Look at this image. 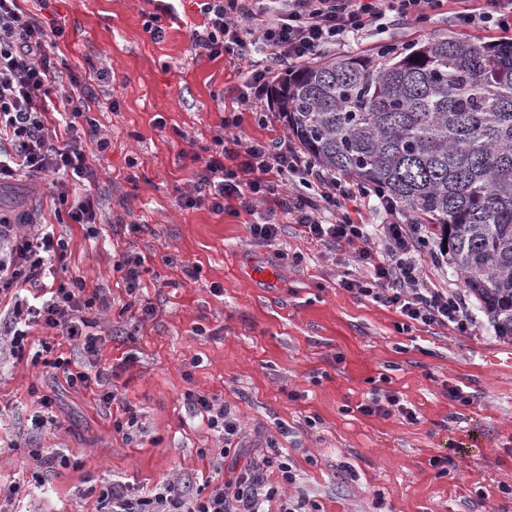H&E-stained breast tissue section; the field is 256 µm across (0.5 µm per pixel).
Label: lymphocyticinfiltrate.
<instances>
[{
	"instance_id": "f902f5d3",
	"label": "lymphocytic infiltrate",
	"mask_w": 512,
	"mask_h": 512,
	"mask_svg": "<svg viewBox=\"0 0 512 512\" xmlns=\"http://www.w3.org/2000/svg\"><path fill=\"white\" fill-rule=\"evenodd\" d=\"M445 0H202L204 30L193 31L196 55L216 58L226 53L262 56V65L248 73L249 92L244 102L258 106L270 94L269 60L295 68L310 62L325 48L379 26L388 13L427 22ZM461 27H478L495 34H512V0H456ZM265 13L261 28H254L258 13ZM63 31L44 25L27 14L19 0H0V185L16 180L49 179L55 216L61 224H92L97 217L92 195L70 199L69 183L93 181L92 152H104L107 140L92 115V78L70 74L65 96L68 106L67 141H60L48 114L56 90L53 79L62 58L50 50ZM234 158L236 167L225 166ZM372 189L343 181L326 172L302 150L277 147L260 140L219 138L203 159L193 193L185 196L189 208L208 207L220 212L225 202L236 201L244 211H256L267 197L278 199L281 210L299 224L305 237L348 246L356 262L369 268L364 279L343 281L356 297L395 308L408 323L465 328L467 316L457 296L442 288L425 286L418 254L425 238L421 225L396 220V203L382 207L389 223L376 231L355 221L353 203L373 197ZM0 298H7L10 313L0 320V340L16 356L27 355L32 328L74 342L80 361L55 357L49 365L66 383L94 389L104 407H117L115 431L134 435L139 411L119 389L113 388L100 363L101 342L92 316L100 296L84 292L54 276L63 266L65 250L48 225L32 226L26 212L0 214ZM31 355V354H28ZM40 361V354L31 355ZM183 402L202 416L222 442L221 457L245 448L243 432L231 412L208 394L187 391ZM258 469L235 481L213 480L192 489L175 478L146 493L127 481L112 480L99 498L106 512H263L265 502L278 498ZM279 499V498H278Z\"/></svg>"
}]
</instances>
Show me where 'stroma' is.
I'll list each match as a JSON object with an SVG mask.
<instances>
[{
  "label": "stroma",
  "mask_w": 512,
  "mask_h": 512,
  "mask_svg": "<svg viewBox=\"0 0 512 512\" xmlns=\"http://www.w3.org/2000/svg\"><path fill=\"white\" fill-rule=\"evenodd\" d=\"M23 10L63 29L58 53L71 70L94 75L93 115L109 145L93 165L98 215L92 224H59L43 183L0 188V208H20L50 224L68 245L65 279L100 290L96 314L101 362L112 384L140 409L141 428L126 438L91 390L68 387L51 369L0 350V485L19 486L0 512H96V490L124 477L144 489L174 477L200 486L261 461L265 437L277 439L297 474L282 499L303 497L319 512H512V337L499 335L439 255L422 248L428 284L458 295L467 332L441 326L402 329L395 308L360 299L341 282L368 276L350 249L304 237L278 215L274 245L251 238L254 218L181 207L193 174L216 137L283 142L278 110L257 123L244 105L246 60L210 59L190 48L202 29L199 0H24ZM454 4L417 24L389 17L324 58L368 57L384 42L412 45L439 36L486 39L459 30ZM160 16L162 31L146 22ZM237 115L228 130L224 119ZM299 261H291V254ZM127 257L151 270L139 293L118 270ZM197 268V279L186 275ZM155 312L137 316L141 300ZM470 393L463 406L450 388ZM55 397L65 430L33 434L32 389ZM223 401L255 442L216 471L220 441L184 403L187 390ZM396 394L416 420L366 415L375 391ZM59 448L77 467L31 479L28 451ZM445 458L441 477L431 462Z\"/></svg>",
  "instance_id": "1"
}]
</instances>
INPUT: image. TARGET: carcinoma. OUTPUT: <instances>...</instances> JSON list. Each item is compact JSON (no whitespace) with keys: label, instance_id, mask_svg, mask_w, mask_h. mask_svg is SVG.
Listing matches in <instances>:
<instances>
[{"label":"carcinoma","instance_id":"carcinoma-1","mask_svg":"<svg viewBox=\"0 0 512 512\" xmlns=\"http://www.w3.org/2000/svg\"><path fill=\"white\" fill-rule=\"evenodd\" d=\"M274 100L323 169L436 226L469 295L512 336V39L303 64Z\"/></svg>","mask_w":512,"mask_h":512}]
</instances>
